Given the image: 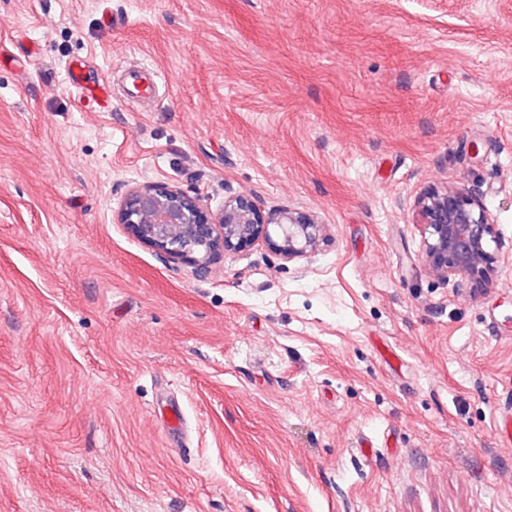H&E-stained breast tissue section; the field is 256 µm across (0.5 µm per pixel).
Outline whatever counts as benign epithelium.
<instances>
[{
    "label": "benign epithelium",
    "instance_id": "benign-epithelium-1",
    "mask_svg": "<svg viewBox=\"0 0 512 512\" xmlns=\"http://www.w3.org/2000/svg\"><path fill=\"white\" fill-rule=\"evenodd\" d=\"M413 210L423 238L421 261L432 276L455 278L476 294L489 284L497 256L495 225L485 206L462 188H429ZM115 223L143 244L174 260L209 272L221 254H238L264 243L284 259L313 254L327 236L317 216L290 207L267 212L246 192H231L213 210L198 197L151 181L134 182L113 213Z\"/></svg>",
    "mask_w": 512,
    "mask_h": 512
}]
</instances>
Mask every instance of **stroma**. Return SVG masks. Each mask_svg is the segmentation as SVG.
<instances>
[{
  "instance_id": "obj_1",
  "label": "stroma",
  "mask_w": 512,
  "mask_h": 512,
  "mask_svg": "<svg viewBox=\"0 0 512 512\" xmlns=\"http://www.w3.org/2000/svg\"><path fill=\"white\" fill-rule=\"evenodd\" d=\"M141 181L328 238L200 276L114 223ZM432 185L512 242V0H0V512H512V255L429 275ZM67 83L79 90L88 100L97 102L98 98L109 102L112 100V85L109 80L93 79L87 66L82 61H71L66 68Z\"/></svg>"
}]
</instances>
